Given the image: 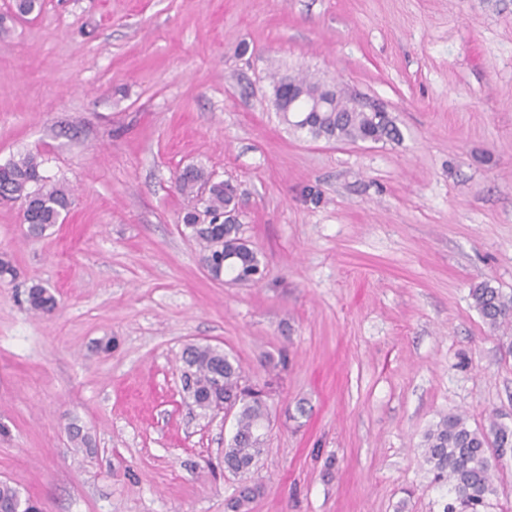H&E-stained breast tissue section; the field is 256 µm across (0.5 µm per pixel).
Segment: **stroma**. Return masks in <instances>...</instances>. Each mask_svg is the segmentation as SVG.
Instances as JSON below:
<instances>
[{"label":"stroma","mask_w":512,"mask_h":512,"mask_svg":"<svg viewBox=\"0 0 512 512\" xmlns=\"http://www.w3.org/2000/svg\"><path fill=\"white\" fill-rule=\"evenodd\" d=\"M0 17V163L37 154L71 201L33 236L0 199V482L46 512H230L234 425L181 382L183 349L210 344L271 384L249 512H442L425 431L451 412L512 425V330L471 297L512 296V0H42L23 17L0 0ZM277 68L380 104L400 139L290 129ZM188 165L235 186L257 285L209 277L180 222ZM34 284L53 314L30 310ZM29 308L38 314H50L57 307L55 295L47 288L33 286L29 289L26 299Z\"/></svg>","instance_id":"1"}]
</instances>
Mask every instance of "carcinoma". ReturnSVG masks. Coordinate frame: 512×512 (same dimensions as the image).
Returning <instances> with one entry per match:
<instances>
[{"instance_id": "1", "label": "carcinoma", "mask_w": 512, "mask_h": 512, "mask_svg": "<svg viewBox=\"0 0 512 512\" xmlns=\"http://www.w3.org/2000/svg\"><path fill=\"white\" fill-rule=\"evenodd\" d=\"M296 88L310 101L326 100L322 112L283 111L288 87ZM329 83L312 73L273 76L271 104L282 121L313 139L383 142L393 140L398 130L387 112H366L355 108L346 96H328ZM178 191L191 198L182 224L203 252V261L213 279H228L240 285L262 279L260 254L241 235V225L217 224L224 212L237 211L234 189L215 182L194 167L176 177ZM0 197L25 203L22 221L28 231L41 235L56 224L70 206L69 194L41 174V161L34 154L21 155L0 164ZM476 307L494 329L512 327V297H505L489 283L472 289ZM29 308L50 314L57 307L55 295L47 288L33 286L27 294ZM184 389L199 408L210 410L225 400L236 406V429L224 449V470L246 477L254 473L264 452L266 429L271 423L269 384L247 383L239 361L223 349L209 344L189 345L181 355ZM424 458L436 484L448 488L451 499L442 512H488L497 496L493 474V449L512 447V428L489 419L483 428H472L459 414H447L423 436ZM261 485L245 482L230 504L232 512L243 508L260 493ZM0 512H42L39 502L24 497L12 485L0 483Z\"/></svg>"}]
</instances>
